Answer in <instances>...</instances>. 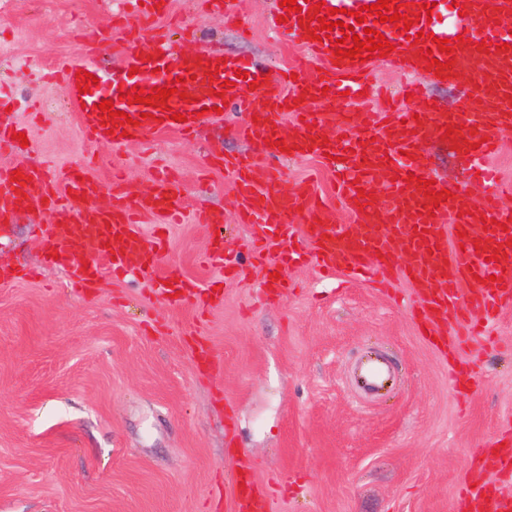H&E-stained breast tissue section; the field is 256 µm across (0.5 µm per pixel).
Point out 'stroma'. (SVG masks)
Returning a JSON list of instances; mask_svg holds the SVG:
<instances>
[{
    "label": "stroma",
    "instance_id": "obj_1",
    "mask_svg": "<svg viewBox=\"0 0 512 512\" xmlns=\"http://www.w3.org/2000/svg\"><path fill=\"white\" fill-rule=\"evenodd\" d=\"M241 38L205 0H172L160 27L176 49L211 48L286 70L303 48L269 29L274 0H234ZM123 0H0V86L16 104L7 119L24 127L29 162L84 168L107 182L121 168L144 191L156 170L182 183L187 218L171 225L159 269L178 268L200 288L221 290L219 304H167L139 273L104 275L90 293L71 288L66 269L43 264L40 207L0 232V268L35 267L36 278L0 283V512H228L230 474L253 465L270 494V512H456L468 482L484 474L474 448L512 427V310L494 320L491 343L470 361L474 382L449 384L450 360L421 334L411 287L386 290L337 272L322 277L313 260H288L293 287L274 300L260 292L264 270L249 246L256 230L236 220V174L228 156L253 159L258 183L276 177L282 192L312 177L337 223L348 219L336 174L316 155L269 159L237 132L235 102L223 118L187 139L174 130L115 146L89 140L66 89L42 78L57 61L78 58L81 28L108 31L97 58L120 69L123 32L113 12ZM429 176L472 188L452 142L424 146ZM197 211H220L212 232ZM221 244L228 280L205 262ZM223 357L202 366L196 341ZM389 358L394 378L374 397L356 389L362 359Z\"/></svg>",
    "mask_w": 512,
    "mask_h": 512
}]
</instances>
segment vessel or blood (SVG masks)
Returning <instances> with one entry per match:
<instances>
[{
    "label": "vessel or blood",
    "mask_w": 512,
    "mask_h": 512,
    "mask_svg": "<svg viewBox=\"0 0 512 512\" xmlns=\"http://www.w3.org/2000/svg\"><path fill=\"white\" fill-rule=\"evenodd\" d=\"M318 1L304 0L298 13L280 7L274 10L280 19L276 31L304 43L317 62L313 68L295 66V79L290 82L248 59L225 60L205 50L173 49L158 33H152L154 48H143L145 33H151L152 22L169 4V0H143L136 8L140 23L127 31L123 42L124 64L107 80L115 96L114 110L129 114L130 123H113L111 117L101 115L98 99L78 91V73L92 71V60L105 40L103 32L90 33L82 44L81 59L61 70L70 103L79 108L81 127L89 139L122 145L161 129L193 135L202 122L213 119V107L233 97L250 115L242 134L263 153L337 157L339 192L351 223H337L334 211L320 202L312 184H300L289 194L271 182L258 186L249 177L250 162L245 158L230 163L238 174L242 222L275 233L289 256H315L327 273L373 269L387 281L397 277L411 281L412 309L422 334L435 338L437 346L453 359L455 383L471 381L462 356L473 350L487 322L499 311L512 308V209L502 203L504 197H512V181H501L487 163L501 132L512 129V31L502 27L512 19V0H457L461 21L452 28L440 22L447 0H436L428 21L420 17L425 0H392L413 22L405 34L393 23L377 22L371 15L364 24H357L355 11L375 0H322L327 6L347 9L343 21L356 34L372 27L393 44L382 63L396 72L413 73V80L403 87L411 94L413 106L365 113L357 135L347 131L343 114L327 113L319 124L308 112L297 123L299 136L285 140L277 119L297 98L312 103L335 101L345 91L355 101L362 99L367 87L369 62L335 53L340 28H333L319 42L302 29V21L318 17ZM436 37L448 40L450 46L449 51H435V59L443 63L439 69L422 57ZM159 68L176 88L164 101L153 96ZM463 73L479 91L477 103L466 100L460 110L442 112L427 102L425 81L438 74L453 79ZM135 87L150 96V103L127 101L126 92ZM187 90L193 95L188 102L180 97ZM176 113L181 114V121H173ZM462 127L467 134L457 143L459 157L463 167L475 173L482 193L456 188L436 198L427 196L421 184L427 176L424 142ZM13 132L12 126L0 120V152L18 159L16 166L0 167V223L13 212L41 203L53 216L43 227V253L57 255L58 266L67 268L76 285L84 289L92 288L101 277L98 265L85 264L88 256L111 257L116 272L154 267L157 252L166 244L165 233L159 230L153 239H146L137 222L145 215L176 216L181 183L175 176H158L145 192L112 193L109 203L101 205L98 183L79 178L77 169L57 175L22 162L24 148L13 140ZM373 185L389 192L390 203H367L363 190ZM291 213L306 215L303 229L287 223ZM451 231L456 232V240L448 239ZM451 242L458 247L453 256L447 249ZM165 279L159 287L163 296L176 293L184 299L195 291L179 270H169ZM476 310L483 315L482 323H469L468 313ZM389 375L388 363L377 360L364 368L361 382L368 388L378 387ZM474 458L491 478L465 486L457 512H512V493L502 487L503 482H512V438L475 449ZM232 512H268L267 496L250 466H243L235 477Z\"/></svg>",
    "instance_id": "1"
}]
</instances>
